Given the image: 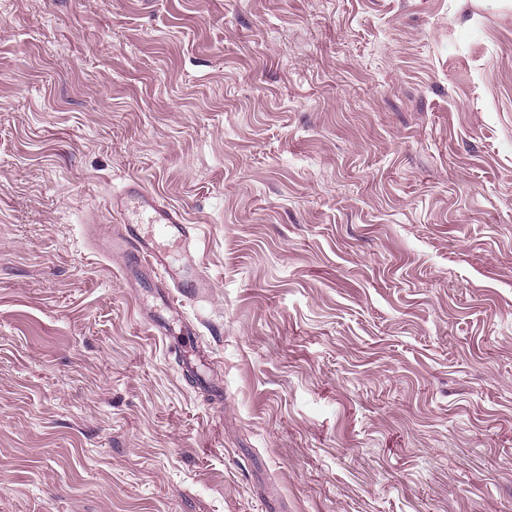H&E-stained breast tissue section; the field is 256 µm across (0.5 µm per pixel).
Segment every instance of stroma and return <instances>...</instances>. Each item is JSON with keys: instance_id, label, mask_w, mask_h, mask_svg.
Returning a JSON list of instances; mask_svg holds the SVG:
<instances>
[{"instance_id": "35a3bbf8", "label": "stroma", "mask_w": 512, "mask_h": 512, "mask_svg": "<svg viewBox=\"0 0 512 512\" xmlns=\"http://www.w3.org/2000/svg\"><path fill=\"white\" fill-rule=\"evenodd\" d=\"M0 512H512V0H0ZM112 211L121 224L112 234L101 239L95 225L90 227L99 250L126 256L133 269L162 271L165 277L157 288L167 294L166 306L176 314L182 334L196 336L195 328L184 319L180 297L200 298L211 283L196 262L192 227L182 211L138 183L128 185L112 200ZM175 255L185 258L182 265L174 264Z\"/></svg>"}]
</instances>
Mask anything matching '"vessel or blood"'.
Returning <instances> with one entry per match:
<instances>
[{"instance_id":"b4317fda","label":"vessel or blood","mask_w":512,"mask_h":512,"mask_svg":"<svg viewBox=\"0 0 512 512\" xmlns=\"http://www.w3.org/2000/svg\"><path fill=\"white\" fill-rule=\"evenodd\" d=\"M112 211L120 228L97 239V247L126 256L133 269L162 271L159 287L166 292L170 311L180 313L182 298H198L208 291L211 283L195 259L192 227L180 209L133 183L113 199Z\"/></svg>"}]
</instances>
